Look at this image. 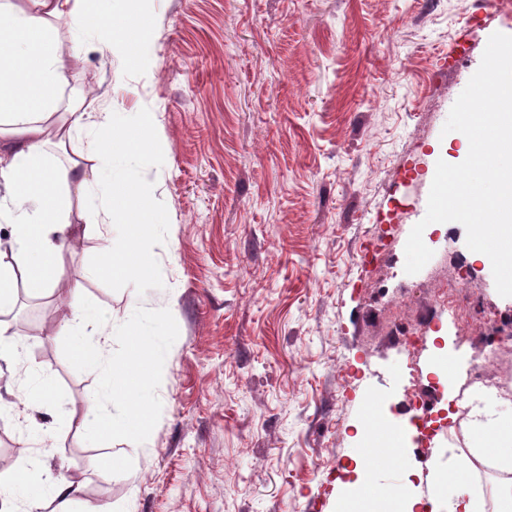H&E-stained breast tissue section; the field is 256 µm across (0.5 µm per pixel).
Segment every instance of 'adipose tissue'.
Wrapping results in <instances>:
<instances>
[{
  "label": "adipose tissue",
  "instance_id": "1",
  "mask_svg": "<svg viewBox=\"0 0 512 512\" xmlns=\"http://www.w3.org/2000/svg\"><path fill=\"white\" fill-rule=\"evenodd\" d=\"M89 32L108 49L139 58L145 36L141 0H0V223L10 225L9 261H0V306L9 302L17 282L53 294L51 274L66 242L77 239L79 225L107 214L122 223L121 249L99 274L150 277L145 244L156 222L138 157L154 154L148 123L139 120L121 136L112 134V115L90 109L87 94L59 96L73 78L92 85L79 40L64 44L60 30ZM65 94V93H64ZM69 154L68 164L51 159L52 151ZM62 331L74 336L78 351L93 359L100 383L87 412L68 418L67 428L95 443L143 434L149 402L131 399L127 411L113 415L112 401L122 394L126 376L147 385L166 362L171 345L165 319L153 325L159 335L148 348V365L124 373L109 340L136 343L141 331L138 311L123 323L69 292L55 311ZM492 434H472L466 453L440 475L427 496L406 493L393 498L388 512H484L476 478L483 467L496 466L498 494L512 502V416L497 417ZM77 489L45 468L39 457L0 471V504L6 512H68Z\"/></svg>",
  "mask_w": 512,
  "mask_h": 512
}]
</instances>
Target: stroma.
Wrapping results in <instances>:
<instances>
[{
	"label": "stroma",
	"mask_w": 512,
	"mask_h": 512,
	"mask_svg": "<svg viewBox=\"0 0 512 512\" xmlns=\"http://www.w3.org/2000/svg\"><path fill=\"white\" fill-rule=\"evenodd\" d=\"M146 66L89 40L90 94L114 131L150 115L158 163H145L162 220L150 235L156 276L94 270L121 225L63 253L58 286L80 284L123 322L166 317L172 351L143 394L145 435L88 446L57 429L47 464L79 490L72 512H337V465L405 401L408 377L441 430L416 438L408 491L427 493L472 430L458 412L486 328L434 309L441 288L471 289L512 315L489 259L463 225L424 232L434 252L407 274L405 245L427 210L436 163H460L443 126L489 37L512 35V7L477 0H145ZM23 344L19 376L50 371L58 393L36 422L83 415L98 384L56 328L46 298L19 285L0 309ZM408 322L406 367L390 336ZM456 362V392L432 391L437 351ZM125 457L126 470L112 467Z\"/></svg>",
	"instance_id": "stroma-1"
}]
</instances>
